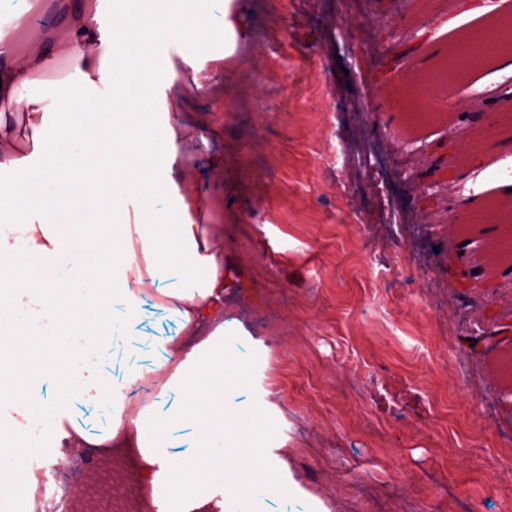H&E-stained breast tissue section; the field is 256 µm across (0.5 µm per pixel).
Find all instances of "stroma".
Returning <instances> with one entry per match:
<instances>
[{"mask_svg": "<svg viewBox=\"0 0 512 512\" xmlns=\"http://www.w3.org/2000/svg\"><path fill=\"white\" fill-rule=\"evenodd\" d=\"M218 36L199 74L191 47L165 49L174 83L151 119L183 112L196 132L187 169L216 190L203 223L224 252V307L266 349L247 357L238 400H261L307 495L271 512H512V278L469 288L457 235L512 225V103L491 99V65L469 77L464 109L410 127L408 77L426 79L474 25L512 0H240L245 31ZM496 121L493 139L479 126ZM458 128L450 190L425 200ZM221 159L219 173L208 163ZM486 333L470 349L462 339Z\"/></svg>", "mask_w": 512, "mask_h": 512, "instance_id": "obj_1", "label": "stroma"}]
</instances>
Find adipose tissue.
Returning a JSON list of instances; mask_svg holds the SVG:
<instances>
[{
  "instance_id": "ef3b65f1",
  "label": "adipose tissue",
  "mask_w": 512,
  "mask_h": 512,
  "mask_svg": "<svg viewBox=\"0 0 512 512\" xmlns=\"http://www.w3.org/2000/svg\"><path fill=\"white\" fill-rule=\"evenodd\" d=\"M64 0L63 41L19 54L0 34V223L26 225L18 241L0 235V257L11 262L0 281V329L14 333L13 371L0 375V399L14 401L21 426L12 463L15 491L28 486L24 451L38 442L59 448L84 441L78 404H108L107 448L138 453L156 512H261L273 495L301 494L287 462L268 453L269 437L246 427L247 408L233 402L250 350L248 331L224 316V252L199 223L202 190L182 168L188 136L182 113L148 124L169 67L158 47L187 41L196 58L213 38L204 14L186 18L179 0ZM65 60L68 76L38 81ZM110 75L107 95L94 77ZM87 109L79 122L69 114ZM24 113L17 125L15 113ZM177 318L174 334L158 339L149 364H139L135 336L144 287ZM120 352L122 371L100 366L105 343ZM169 369L165 389L176 400L163 412L144 405L126 414L139 383ZM266 455V470L249 462Z\"/></svg>"
}]
</instances>
